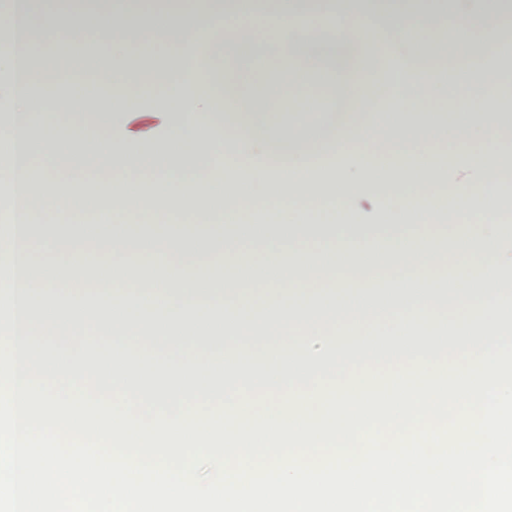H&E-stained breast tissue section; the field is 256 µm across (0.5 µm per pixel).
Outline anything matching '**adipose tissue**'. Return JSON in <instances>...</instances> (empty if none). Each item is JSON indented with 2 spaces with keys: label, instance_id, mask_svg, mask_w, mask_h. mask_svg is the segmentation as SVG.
I'll return each mask as SVG.
<instances>
[{
  "label": "adipose tissue",
  "instance_id": "adipose-tissue-1",
  "mask_svg": "<svg viewBox=\"0 0 512 512\" xmlns=\"http://www.w3.org/2000/svg\"><path fill=\"white\" fill-rule=\"evenodd\" d=\"M14 0L0 29V303L82 306H235L296 310L387 301L488 302L512 270V223L481 200L512 182V111L497 97L512 91V62L498 44L512 36V0H321L336 17L322 30L298 27L314 0ZM114 72L136 71L137 93L115 87L95 99L94 136L46 147L38 112L73 113L72 95H31L39 61L54 52L83 56V11ZM457 21L460 50L437 54L436 29L410 26V15ZM234 21L238 35L215 21ZM270 31L248 33L257 20ZM69 26L73 38L48 45ZM182 35L179 80L149 67L116 32L145 28ZM386 38L402 58L388 69L369 61ZM211 54L208 71L186 60L197 45ZM293 55L299 81L338 89L346 103L369 99L389 109L379 127L348 134L352 115L326 113L317 126L274 123L271 88L252 93L261 64ZM371 77L358 79L362 67ZM464 73L463 100L482 108L462 113L447 137L437 135L448 107L446 74ZM210 88L201 106L198 87ZM404 94L416 109L393 108ZM173 138L149 140L152 123ZM190 139L193 153L183 149ZM449 155L467 170L448 187V229L432 230L430 199L438 187L428 152ZM223 158V182L191 174V154ZM281 159L271 172L269 159ZM69 180L89 182L108 223L36 224L32 215L66 200ZM296 223H288V213ZM249 262H242V255ZM454 263L450 288L434 287L437 268Z\"/></svg>",
  "mask_w": 512,
  "mask_h": 512
}]
</instances>
